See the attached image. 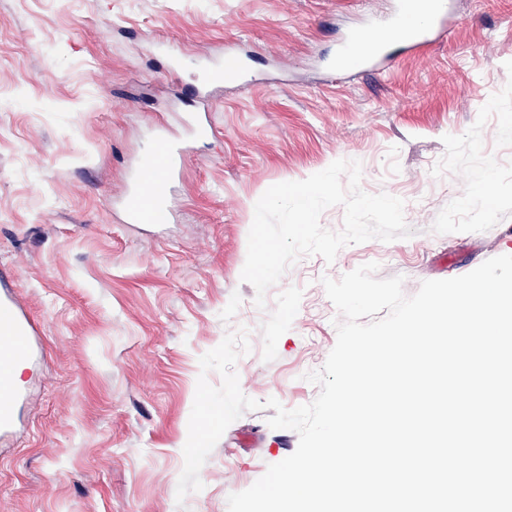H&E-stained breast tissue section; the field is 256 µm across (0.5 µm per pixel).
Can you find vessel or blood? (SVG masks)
<instances>
[{
	"label": "vessel or blood",
	"instance_id": "vessel-or-blood-1",
	"mask_svg": "<svg viewBox=\"0 0 512 512\" xmlns=\"http://www.w3.org/2000/svg\"><path fill=\"white\" fill-rule=\"evenodd\" d=\"M447 14V0H399L385 24L352 30L340 58L332 61L330 68L345 75L357 64L388 67L389 49L394 45L407 53H422L444 32ZM226 79L223 63L201 67L188 116L196 136H207L212 129V103L207 88ZM183 152V147L171 139H155L149 153L139 161L120 203L124 223L157 228L168 221V198ZM13 282V273H0V439L15 431L24 396V387L14 380L12 371L37 361L45 349L40 325L19 302Z\"/></svg>",
	"mask_w": 512,
	"mask_h": 512
}]
</instances>
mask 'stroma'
<instances>
[{
  "label": "stroma",
  "mask_w": 512,
  "mask_h": 512,
  "mask_svg": "<svg viewBox=\"0 0 512 512\" xmlns=\"http://www.w3.org/2000/svg\"><path fill=\"white\" fill-rule=\"evenodd\" d=\"M396 3L0 0V268L47 345L0 445V512H228L298 435L244 413L177 502L203 354L247 329L242 392L306 405L337 340L323 278L374 262L411 296L512 255V0H453L427 52L328 83L325 55ZM232 53L256 83L212 89L171 224L134 230L118 204L135 166L158 132L182 133L200 62ZM339 159L404 200L412 236L301 258L258 308L241 279L256 202Z\"/></svg>",
  "instance_id": "35a3bbf8"
}]
</instances>
